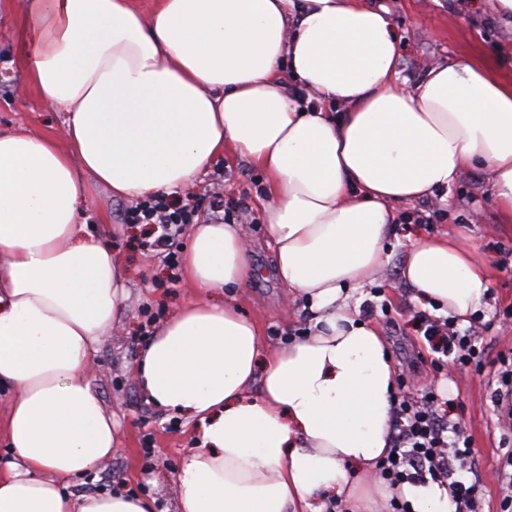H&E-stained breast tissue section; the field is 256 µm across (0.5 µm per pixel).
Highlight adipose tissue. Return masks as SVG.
<instances>
[{
  "label": "adipose tissue",
  "mask_w": 512,
  "mask_h": 512,
  "mask_svg": "<svg viewBox=\"0 0 512 512\" xmlns=\"http://www.w3.org/2000/svg\"><path fill=\"white\" fill-rule=\"evenodd\" d=\"M29 84L67 113L66 142L0 134V512H156L62 481L112 455L116 430L85 370L125 311L126 270L81 214L93 185L120 197L189 188L231 151L261 169L274 275L311 313L307 335L264 350L257 323L214 292L253 268L239 230L194 225L183 257L201 297L155 331L133 367L146 402L192 424L176 512H373L367 483L391 448L393 361L348 302L382 265L398 203L490 175L512 223V83L447 61L399 82V38L363 0H24ZM289 66L316 103L303 108ZM494 269L461 238L422 237L400 277L457 322ZM414 512H448L447 487L384 486Z\"/></svg>",
  "instance_id": "1"
}]
</instances>
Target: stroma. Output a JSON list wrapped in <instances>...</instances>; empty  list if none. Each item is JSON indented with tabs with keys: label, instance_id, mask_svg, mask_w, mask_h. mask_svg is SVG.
Returning <instances> with one entry per match:
<instances>
[{
	"label": "stroma",
	"instance_id": "35a3bbf8",
	"mask_svg": "<svg viewBox=\"0 0 512 512\" xmlns=\"http://www.w3.org/2000/svg\"><path fill=\"white\" fill-rule=\"evenodd\" d=\"M384 6L401 36L399 69L408 82L424 76L429 65L449 59L485 64L503 79H512V30L475 9V0H367ZM24 0H0V133L26 131L37 136L63 138L65 115L49 109L39 94L26 85L16 30ZM265 178L248 161L228 154L198 177L190 190H175L174 198L189 202L199 218L227 213L240 217L254 267L253 276L236 296L243 314L256 321L268 348L287 345L302 336L309 314L293 302L273 274L274 252L269 243L256 195ZM225 185V210L214 205L213 189ZM428 223H416L410 204L397 205L401 219L386 243L389 260L370 281L352 291L349 304L361 321L377 325L395 366L398 398L419 399L430 383H437L450 399L449 420L464 424L474 448L466 480L477 481L480 512H500L505 495L500 467L512 454V421L495 410L491 395L497 387L501 356L512 354V328L503 324L512 316V228L500 222L499 209L485 171L463 172L449 187L447 197L423 198ZM130 200L98 188L85 210L86 231L108 229L112 248L128 272L129 297L119 324L106 336L88 371V379L104 409L111 413L118 445L111 458L94 473L72 478L74 493L111 491L117 488L155 499L157 512H175L176 473L181 458L195 445L190 426L146 403L130 367L152 332L170 315L195 297L183 269L169 270L145 246L143 226L127 223L124 213ZM454 232L493 265L495 276L489 297L470 317L467 331L483 351L478 371L455 372L452 365L434 367L433 354L413 329L416 308L412 291L399 277V267L413 234L437 236ZM380 289L388 314L364 313L371 289Z\"/></svg>",
	"mask_w": 512,
	"mask_h": 512
}]
</instances>
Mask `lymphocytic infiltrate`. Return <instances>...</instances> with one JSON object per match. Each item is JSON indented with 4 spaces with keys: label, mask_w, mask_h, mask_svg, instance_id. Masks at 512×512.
Masks as SVG:
<instances>
[{
    "label": "lymphocytic infiltrate",
    "mask_w": 512,
    "mask_h": 512,
    "mask_svg": "<svg viewBox=\"0 0 512 512\" xmlns=\"http://www.w3.org/2000/svg\"><path fill=\"white\" fill-rule=\"evenodd\" d=\"M131 223L158 229L152 242L157 256L169 267H177L178 252L174 248L184 225L192 223L193 211L188 205L165 196H157L131 206ZM418 330L430 349L440 356H452L455 369L463 371L480 366L482 351L469 334L460 332L452 321L419 316ZM443 399L437 388L425 391L420 400L398 401L392 420L390 457L378 465L380 476L388 484H447L453 512H477V484L456 477L470 466L474 452L466 429L448 424L441 406Z\"/></svg>",
    "instance_id": "1"
}]
</instances>
